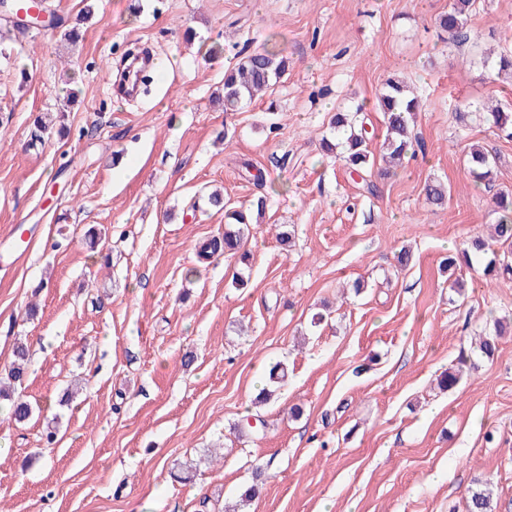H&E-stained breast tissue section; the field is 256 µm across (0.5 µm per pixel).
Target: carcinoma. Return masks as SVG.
<instances>
[{
    "mask_svg": "<svg viewBox=\"0 0 512 512\" xmlns=\"http://www.w3.org/2000/svg\"><path fill=\"white\" fill-rule=\"evenodd\" d=\"M476 14V0H450L448 10L437 18L438 26L448 33V39L456 44L470 40L468 25ZM288 71V58L282 56L274 48L257 51L243 56L238 63L224 74V89L222 98L224 112H237L247 102L263 96L282 82ZM421 109L420 96L395 78H389L384 83L383 92L377 100L376 110L381 113L384 126L383 140L380 145L382 158L389 164L384 171H375V157L368 149V137L365 129L362 108L353 112H338L331 119V125L336 131L337 143L326 145V151L341 149V157L351 178L360 181L368 191L375 190L376 185L372 176H387L391 171L403 167L410 150L419 145V140L413 134L412 124L416 112ZM489 115L493 125L512 135V106L497 103L489 107ZM66 129L65 114L47 112L35 120L34 140L50 138L54 134H63ZM467 168L474 182L478 185H488L493 182L495 175V160L488 151L476 146L470 149L466 159ZM426 199L434 205H443L448 201L447 186L431 180L425 187ZM495 212L498 214L494 224V240L501 245L512 246V195L501 193L495 197ZM232 224L224 225V233L205 241L199 248L198 256L209 260L217 255L234 256L238 253L245 232L248 230L249 217L242 211L229 213ZM489 249V243L480 235H474L462 242L457 254L442 261L444 269L450 271L460 264L470 265L472 256ZM485 275H511L512 259L503 255L498 260H492L484 269ZM493 331L479 337V350L486 357L494 356L499 336L508 332L512 324L500 317L492 318ZM28 350L23 343L15 348V362L8 372V382L0 383V399L11 404V414L15 422L26 421L32 414L31 406L18 395L25 377V367ZM469 512H493L492 498L489 489L475 488L468 491Z\"/></svg>",
    "mask_w": 512,
    "mask_h": 512,
    "instance_id": "1",
    "label": "carcinoma"
}]
</instances>
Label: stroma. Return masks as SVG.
<instances>
[{"mask_svg": "<svg viewBox=\"0 0 512 512\" xmlns=\"http://www.w3.org/2000/svg\"><path fill=\"white\" fill-rule=\"evenodd\" d=\"M45 4L60 25L0 56V375L27 342L35 409L0 421V512H233L261 464L248 512H466L479 480L494 512H512V335L436 386L489 313L512 314V276L485 278L476 259L455 270L460 296L440 270L512 191V138L481 108L512 103V78L485 62L512 46V0H479L462 45L435 23L448 0ZM135 46L165 67L129 99L116 87ZM271 46L287 78L225 115V70ZM390 77L423 99L424 147L370 194L320 143L336 138L333 113L359 105L381 137ZM59 110L68 136L33 141L35 116ZM474 144L496 160L490 187L464 167ZM434 179L445 206L425 200ZM216 188L231 210L267 199L247 262L197 261L224 230ZM279 361L287 384L255 405Z\"/></svg>", "mask_w": 512, "mask_h": 512, "instance_id": "1", "label": "stroma"}]
</instances>
